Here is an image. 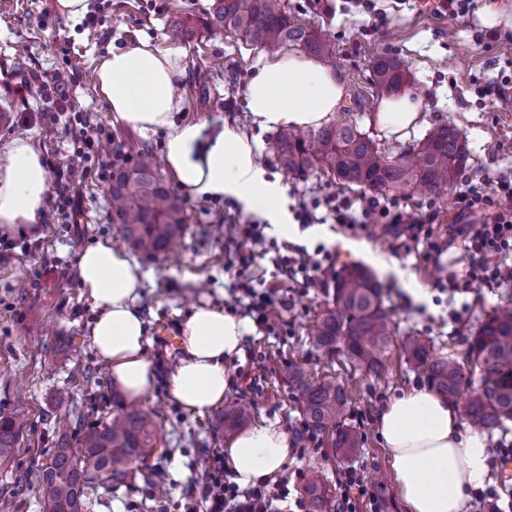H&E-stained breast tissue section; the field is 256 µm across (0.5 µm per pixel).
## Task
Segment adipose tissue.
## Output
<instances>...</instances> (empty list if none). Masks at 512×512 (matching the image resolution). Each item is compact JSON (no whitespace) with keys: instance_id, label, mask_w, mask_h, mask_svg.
Returning a JSON list of instances; mask_svg holds the SVG:
<instances>
[{"instance_id":"1","label":"adipose tissue","mask_w":512,"mask_h":512,"mask_svg":"<svg viewBox=\"0 0 512 512\" xmlns=\"http://www.w3.org/2000/svg\"><path fill=\"white\" fill-rule=\"evenodd\" d=\"M182 71L171 54L143 40L110 50L97 68V84L115 120L135 130L165 134L164 161L192 199H229L279 226L289 216L285 189L259 161V143L231 121L210 137L202 124L180 120L177 83ZM345 88L321 62L283 54L259 62L245 88L247 107L261 129H311L337 112ZM425 119L424 101L402 93L381 101L369 118L379 136L403 140ZM50 190L39 148L26 137L0 152V228L41 235ZM82 288L98 316L91 328L98 356L112 382L133 401L154 388L158 371L146 354L148 342L140 297L147 280L125 251L100 242L78 259ZM253 331L248 319L203 304L184 322L182 355L169 374V394L178 404L205 415L224 402L227 362L242 355ZM398 494L407 512H465L472 491L485 486L489 450L485 436L465 430L459 410L425 389L392 398L380 419ZM292 441L278 423L239 432L226 446L224 461L242 487L260 483L286 465Z\"/></svg>"}]
</instances>
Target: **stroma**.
Wrapping results in <instances>:
<instances>
[{"label":"stroma","instance_id":"35a3bbf8","mask_svg":"<svg viewBox=\"0 0 512 512\" xmlns=\"http://www.w3.org/2000/svg\"><path fill=\"white\" fill-rule=\"evenodd\" d=\"M213 2L89 0V11L99 21L92 36L82 19L62 15L56 0H0V62L8 70L0 75V109L6 112L0 152L13 139L27 137L44 163L57 167L49 176L42 236L0 229V414L23 416L13 452L0 463V512H43L38 474L57 444L59 415L74 409L84 416L70 440L75 448L123 402L93 348L97 310L80 285L77 262L96 242L123 246L119 227L111 222L112 171L126 160L138 163L144 148L162 155L164 135L134 131L113 118L96 74L111 48L147 39L173 54L183 71L178 84L183 118L204 123L209 132L227 118L257 138L264 168L286 189L293 220L286 234L265 224L263 250L243 266L238 256L244 247L224 227L254 224L257 216L230 200L190 199L187 230L173 257L143 260L149 274L140 300L147 319L146 354L160 379L138 406L153 412L162 427L166 452L155 461L162 486L154 488L145 472L122 484L101 483L91 494L92 512H184L190 502L204 512V487L226 438L217 412L200 416L170 397L166 378L181 350L158 330L164 324L181 330L193 308L205 302L245 318L253 303L264 306L266 324L247 336L242 357L228 363L231 383L224 395L225 404H250L251 424L267 419L291 432L304 428L300 394L284 375L288 365L309 380L336 379L351 394L352 423L363 438L357 453L344 458L320 441H295L281 470L291 497L300 495L295 472L317 473L334 485L343 468L355 466L372 475L386 512H405L380 437L379 415L393 397L425 388L423 377L398 358L375 377L343 355L317 349L309 331L331 302L334 281L287 282L277 272L278 263L310 257L340 272L357 264L374 269L375 258H382L389 269L376 277L395 324V341L423 336L435 354L459 359L467 352V336L500 303L512 300V282L448 290L449 279H465L468 271L462 240L448 238L459 192L512 169V32L487 39L477 13L451 21L424 0H285L288 12L328 44V64L345 86L332 123L350 121L374 136L367 120L380 98L369 61L389 54L403 61L412 90L424 98L425 121L405 140L382 138L379 146L397 154L434 125L449 122L459 129L469 160L450 190L385 199L404 223L424 220L430 235L414 241L392 230L350 231L333 223L331 196L360 207L363 188L319 173L301 180L281 171L272 149L275 133L259 128L245 97L265 51L234 35L209 32ZM180 20L189 21L190 34L171 40L170 27ZM85 121L103 134L85 160L90 175L76 183L65 166ZM245 281L254 296L242 291ZM412 284L423 289V298L409 292ZM20 480L26 490L18 495L13 487Z\"/></svg>","mask_w":512,"mask_h":512}]
</instances>
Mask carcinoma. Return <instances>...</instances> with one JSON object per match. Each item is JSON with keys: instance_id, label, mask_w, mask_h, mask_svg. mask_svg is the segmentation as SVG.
Returning <instances> with one entry per match:
<instances>
[{"instance_id": "carcinoma-1", "label": "carcinoma", "mask_w": 512, "mask_h": 512, "mask_svg": "<svg viewBox=\"0 0 512 512\" xmlns=\"http://www.w3.org/2000/svg\"><path fill=\"white\" fill-rule=\"evenodd\" d=\"M210 23L247 43L267 49L303 47L324 55L328 47L307 31L285 9L282 0H216ZM373 85L383 95L396 94L409 83L408 69L397 58L378 55L371 61ZM273 149L280 166L290 175L305 178L329 173L342 183L364 186L381 195L409 197L424 188L437 193L455 183L466 166L468 152L459 131L450 123L434 126L414 147L391 155L351 123L324 127L309 137L284 128ZM112 223L123 240L151 259H164L183 238L184 201L167 186L151 155L131 168L112 172ZM332 304L324 309L310 331L312 342L329 353L341 350L351 364L379 376L394 350V326L376 277L356 265L334 275ZM410 367L424 376L440 398H455L466 381L467 368L457 359L437 357L430 341L414 336L402 342ZM467 363L483 371V385L469 398V423L494 431L512 420V305L499 307L477 328L468 344ZM301 392V411L308 432L327 441L342 456L360 447L361 434L347 423L352 397L334 379L307 381L289 373ZM248 406L235 403L224 409V433L248 422ZM20 430L18 415H0V458H7ZM161 438L157 423L133 409L101 422L75 450L67 441L52 449L41 470L45 512H84L86 494L105 475L114 483L132 475V465L152 457ZM305 512H331L333 495L326 481L310 478L303 487Z\"/></svg>"}]
</instances>
